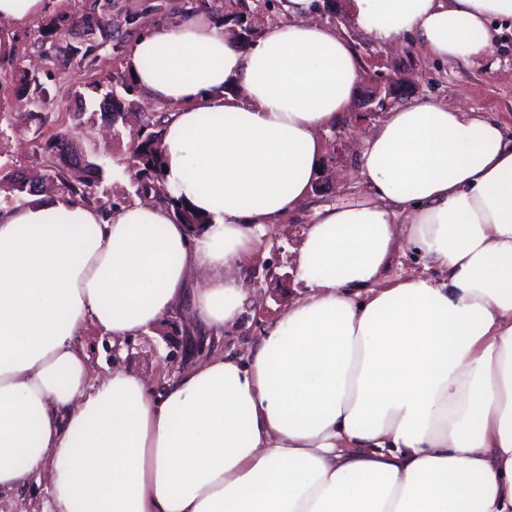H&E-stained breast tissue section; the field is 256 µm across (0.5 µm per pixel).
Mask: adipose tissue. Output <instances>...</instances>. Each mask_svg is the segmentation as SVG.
<instances>
[{
	"label": "adipose tissue",
	"mask_w": 512,
	"mask_h": 512,
	"mask_svg": "<svg viewBox=\"0 0 512 512\" xmlns=\"http://www.w3.org/2000/svg\"><path fill=\"white\" fill-rule=\"evenodd\" d=\"M355 4L373 39L455 63L512 20V0ZM309 10L288 0L244 49L199 14L132 43L136 84L169 108L163 182L201 223L163 200L0 206V501L43 481V512H512V137L439 99L365 138L370 199L317 210L309 293L246 354L158 391L92 376L86 326L120 346L179 309L210 341L239 321L257 234L308 199L360 75ZM399 239L423 270L376 287Z\"/></svg>",
	"instance_id": "adipose-tissue-1"
}]
</instances>
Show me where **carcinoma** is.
<instances>
[{
	"instance_id": "carcinoma-1",
	"label": "carcinoma",
	"mask_w": 512,
	"mask_h": 512,
	"mask_svg": "<svg viewBox=\"0 0 512 512\" xmlns=\"http://www.w3.org/2000/svg\"><path fill=\"white\" fill-rule=\"evenodd\" d=\"M239 8L229 13L224 12V0H200V3L187 7L180 5L185 12H193L199 8L205 9L212 14L224 18V24L232 25L239 30L240 36L237 39L239 45L246 44L252 36L251 16L262 6L270 7L273 0H238ZM78 30V41L67 42L63 45L51 44L45 50L46 56H59L60 49L67 47L75 52L77 64L82 66H93L99 56L100 48L114 40L112 36V22L107 11V4L102 0H94L90 11L82 14L67 28L66 35H73V30ZM125 97L119 98L112 93L105 95L103 108L106 110L104 116L110 118L112 123H117L123 118V111L131 104L130 97L134 96L137 86L129 77L120 79ZM22 94L27 97L35 95L44 99L47 95V88L41 80L33 77H24ZM166 113L157 112L151 114L142 130L137 133L136 139L130 147V167L134 172V189L137 195H153L164 199L174 208L177 219L183 224H201L203 220L191 211L186 203L175 197L167 190L162 181L161 153L162 135ZM45 152L49 155L47 167L48 174L59 183L61 188L76 203L93 202L92 182L73 175V172L80 170H100L102 166L89 161L87 164H80L81 156L74 146L73 137L70 134L55 135L46 144ZM60 157L68 160V167L60 166L54 158ZM0 192L5 193V198L20 200L26 194L37 192V187L22 181L21 176L14 170L8 169L5 164H0Z\"/></svg>"
}]
</instances>
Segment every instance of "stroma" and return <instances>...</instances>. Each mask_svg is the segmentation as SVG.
<instances>
[{
  "label": "stroma",
  "mask_w": 512,
  "mask_h": 512,
  "mask_svg": "<svg viewBox=\"0 0 512 512\" xmlns=\"http://www.w3.org/2000/svg\"><path fill=\"white\" fill-rule=\"evenodd\" d=\"M93 0H45L43 13L13 29L14 51L0 56V158L13 170L32 173L42 170L43 146L48 138L71 130L76 142L101 164L104 172L94 182V197L101 206L113 197L130 193L129 175L121 165L134 134V124L109 130L101 118L96 83L115 85L127 68L128 44L136 34L126 26L125 15L148 14L150 22L169 21L175 14L157 9L158 0H112V25L123 35L120 49L104 47L93 68L63 65L61 58L47 60L39 55L42 42L56 29L83 14ZM354 0H328L325 11L332 14L336 31L357 48L361 78L347 110L346 122L323 133L324 157L309 199L295 212L265 231L247 268L252 299L241 323L224 335L225 349L245 352L259 330L278 318L291 302L304 298L308 290L296 275L297 246L316 207L368 200L369 193L358 170L353 144L383 120L376 113L355 123L363 100L376 87L378 73L398 71L402 77L396 92L397 105L442 99L452 106L471 107L494 114L512 132V24L495 34L491 50L482 59L464 65L442 62L420 48L402 43L393 48L368 38L356 23ZM46 74L50 101L39 117L28 118L17 97L18 81L25 70ZM83 348L96 374H105L118 364L141 371L152 387H161L174 372L201 359L207 347L202 337L191 335L185 326L164 325L132 337L117 348L110 337L87 330Z\"/></svg>",
  "instance_id": "stroma-1"
}]
</instances>
